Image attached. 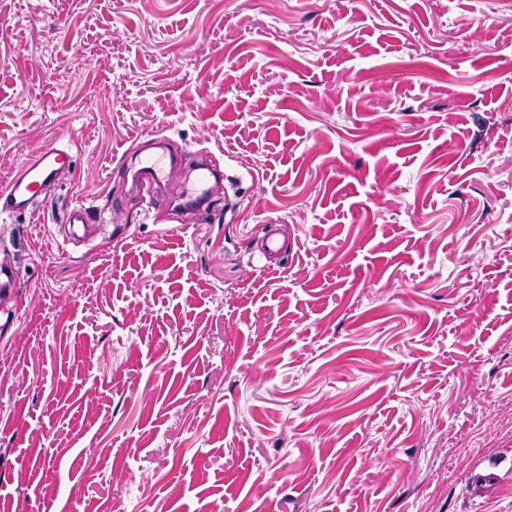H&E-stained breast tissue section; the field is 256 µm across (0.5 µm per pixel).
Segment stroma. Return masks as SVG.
<instances>
[{
  "instance_id": "obj_1",
  "label": "stroma",
  "mask_w": 512,
  "mask_h": 512,
  "mask_svg": "<svg viewBox=\"0 0 512 512\" xmlns=\"http://www.w3.org/2000/svg\"><path fill=\"white\" fill-rule=\"evenodd\" d=\"M158 137L224 174L194 227ZM52 143L0 512H512V0H0V179ZM147 170H137L131 174L132 187L138 193L151 197L152 193L162 188V180L170 181L177 175L176 165L163 156L147 161Z\"/></svg>"
}]
</instances>
